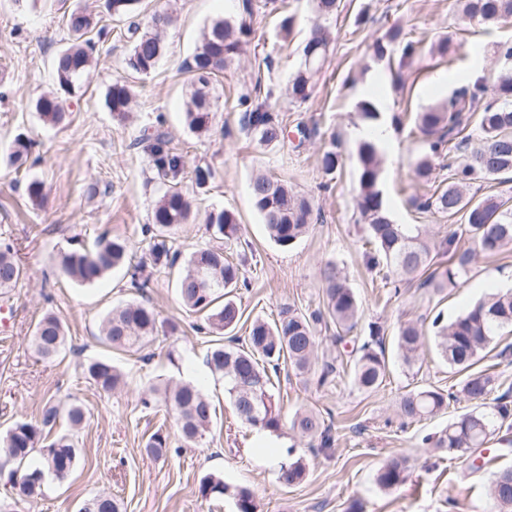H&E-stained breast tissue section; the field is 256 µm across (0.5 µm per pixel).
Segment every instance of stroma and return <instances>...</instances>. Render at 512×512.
<instances>
[{
    "label": "stroma",
    "instance_id": "35a3bbf8",
    "mask_svg": "<svg viewBox=\"0 0 512 512\" xmlns=\"http://www.w3.org/2000/svg\"><path fill=\"white\" fill-rule=\"evenodd\" d=\"M85 0H0V239L14 242L24 278L10 292L15 310L10 334L0 339V434L15 421H37L46 404L78 402L88 412L75 435L77 464L65 481L48 480L42 496L17 504V512H78L81 503L109 491L124 504L123 512H235L231 498L205 500L198 494L202 477L250 488L262 512H492L487 486L493 473L512 468V430L499 432L470 456L428 453L424 435L473 408L472 402L450 403L444 414L404 424L397 402L408 385L438 386L454 391L460 374L438 354L431 320L437 312L455 317L467 306L497 290L512 289V247L479 255L464 287L435 293L413 284L393 295L364 263L360 239L364 222L357 210L358 132L366 128L357 105L372 100L394 142L384 146L382 188L392 219L443 234L448 220L417 211L412 198L433 194L449 176L436 168L431 182L415 180L413 165L422 145L413 133L418 112L443 102L472 69L489 74L500 63L493 49L512 44V20L493 25L466 24L456 0H341L327 20L331 47L314 77L311 98L289 102L288 82L302 67L303 48L318 16L313 0H254L251 35L243 53L213 84L215 110L211 133L197 137L184 117L189 76L182 69L191 58L205 25L224 17L239 19V0H141L137 20L147 24L157 9L174 18L165 33L166 52L146 75L126 65L131 42L127 24L112 18L105 0H92L105 32L95 41L96 67L88 83L67 100V119L44 123L37 99L55 87L53 61L69 43L68 14ZM294 18L289 36L279 32L282 16ZM401 25L418 43L406 65L376 58L373 44L392 25ZM458 45L453 58L433 55L442 37ZM117 80L136 95L127 119L113 117L105 96ZM273 90L269 104L287 128L285 140L262 147L241 130V95ZM166 133L185 159L179 180L192 199L195 221L182 225L176 243L189 254L209 241L204 217L215 208L234 212L241 230L234 247L242 258L248 284L236 288L242 318L235 333L244 337L258 318L272 320L281 305L310 313L322 306L321 268L336 262L361 302V317L351 339L362 342L370 325L381 326L393 340L401 322L422 328L423 366L417 378L406 377L392 362L384 386L368 394L344 373L324 386L306 385L290 369L280 371L276 390L284 417L309 406L326 414L335 443L332 450L309 447L291 430L270 435L236 421L223 380L204 362L209 336L197 332L201 315L179 302L176 273L154 275L144 302L157 312L161 327L148 356L114 351L97 336L112 307L136 300L123 271L93 285L60 275L55 257L72 239L92 243L103 233L126 238L137 255H147L142 229L150 223L155 202L164 191L151 165L152 129ZM34 141L26 166L8 160L18 135ZM337 145L340 163L326 172L321 159ZM210 167L212 177L196 188L190 172ZM285 180L314 205L306 235L282 248L270 240L255 209L249 183L257 172ZM45 184V198L33 204L25 193L30 180ZM98 186L90 194V186ZM47 312L60 317L67 330L66 348L53 360L40 358L32 346L33 329ZM179 325L169 333L167 322ZM109 358L125 373L124 388L105 394L85 378L82 365ZM160 381H191L211 397L216 417L198 447L181 446L175 420L165 408L148 411L140 401ZM167 433L172 450L157 458L145 444L156 431ZM305 458L308 475L288 485L278 478L275 459L286 448ZM407 457L411 477L399 489L385 491L375 482L377 470L392 456Z\"/></svg>",
    "mask_w": 512,
    "mask_h": 512
}]
</instances>
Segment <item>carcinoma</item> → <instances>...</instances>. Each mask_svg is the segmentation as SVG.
Listing matches in <instances>:
<instances>
[{"instance_id": "carcinoma-1", "label": "carcinoma", "mask_w": 512, "mask_h": 512, "mask_svg": "<svg viewBox=\"0 0 512 512\" xmlns=\"http://www.w3.org/2000/svg\"><path fill=\"white\" fill-rule=\"evenodd\" d=\"M138 0H106L108 13L119 20L129 21L127 33L132 46L127 66L139 74L150 73L165 53L164 33L172 24L169 12L156 23L150 19L144 27L132 21ZM462 17L472 23H496L512 18V0H460ZM93 10L83 7L73 10L67 25L72 44L55 57V81L62 92L72 95L90 78L93 66V46L87 35L98 25ZM250 36L246 20L239 22L216 19L204 27L191 60L185 69L191 74L186 101L185 120L189 129L199 135L210 130L214 99L211 85L239 54ZM331 39L328 30L316 27L306 43L303 67L291 78L288 98L303 103L311 96L313 77L324 61ZM400 52L402 67L416 53L417 41L400 26L392 27L384 41L373 45L375 56L383 58L388 49ZM487 79L480 77L454 91L447 102L433 104L418 113L416 128L423 143L413 169L414 178L429 182L434 174V160L451 152L462 159L448 177V185L412 205L422 212L443 217L461 216L462 233L474 240L481 251L493 255L512 245V206L495 195L479 197L481 183L487 179L512 182V71L498 74L494 96L485 100ZM132 88L121 81L112 83L106 93L110 112L124 117L131 109ZM241 128L259 145L269 146L285 139V129L278 115L269 106L252 102L243 95L238 100ZM36 110L43 120L58 125L65 121V99L59 93L41 96ZM477 134H464L470 127ZM150 147L152 168L159 180L166 183L163 194L152 211V223L146 225L150 235L149 255L154 271L173 268L180 255L175 248L179 227L194 218L193 204L174 180L184 168V157L168 146L166 134L160 130L152 135ZM31 140L14 142L10 162L22 166L27 162ZM359 180L357 208L365 221L364 259L367 269L380 277L384 285L399 292L403 285L425 278V282L440 292L456 285L469 274L476 254L463 246L453 231L437 238L426 237L421 227L396 224L385 204L382 189V151L374 139L358 146ZM253 204L262 216L269 237L279 246H292L309 230L313 218L310 199L296 192L284 181L266 174L255 175L249 185ZM207 231L215 244L192 251L185 260L177 280L182 305L189 311L207 313V325L220 336L234 330L242 313L232 298L231 289L247 285L242 280L239 265L226 253L239 239L240 224L236 215L226 209L213 210L206 216ZM60 271L82 285H93L117 268L126 269L129 285L143 293L151 284V274L145 265L134 261L130 243L121 237L100 235L91 246L74 241L57 256ZM24 271L14 246L0 241V291L5 292L22 280ZM323 308L310 314L292 305L280 307L277 318L268 322L254 320L243 343L231 338L218 339L206 353L210 370L224 378L233 413L238 421L260 431L280 434L283 417L279 399L274 393L272 376L281 367H289L306 383L321 387L329 378L345 371L344 363L336 358L318 361V326L334 324L338 340L353 332L358 323L360 301L353 288L341 275L336 263L328 262L320 271ZM432 326L440 356L463 375L457 392L441 388L417 387L403 393L398 402L400 413L408 422L435 417L448 408L451 400L464 397L480 405L459 415L448 426L422 439L429 451L448 452L463 456L481 447L496 430L512 428V387L505 388L493 367L477 370L482 354L497 344L501 329L512 327V290L491 293L476 301L452 321L437 314ZM158 317L154 309L141 302H130L107 313L100 327V340L110 348L141 350L156 337ZM424 336L416 324L403 323L394 337L397 359L407 370L420 369V349ZM38 355L45 359L59 356L65 349L66 330L62 321L47 313L38 321L33 336ZM384 334L378 325L370 327L369 336L355 351L350 361L354 385L361 391L379 390L389 374ZM85 377L97 389L111 393L126 384L121 370L108 358L91 360L82 365ZM152 396L141 399L145 410L158 402L174 413L179 438L186 448H192L209 432L215 408L210 398L190 382H164L151 389ZM69 431L56 433L60 406L49 404L36 422H16L0 441V475L20 499L42 495L45 479L59 482L67 479L76 465L77 448L74 433L87 420L84 407L76 402L65 408ZM290 426L301 437L317 443L321 449L333 446L331 426L323 415L314 410L298 411ZM145 448L154 457L166 455L169 437L153 434ZM41 455L40 465L24 468L34 452ZM280 462L279 479L287 484L302 482L307 475L303 459L293 457ZM408 480L407 460L396 457L376 473L375 481L384 490L397 489ZM198 492L204 499L229 496L235 512H260L253 492L243 486H230L216 475H206ZM489 495L493 512H512V469L497 473L490 481ZM79 512H122L121 502L110 495H97L84 501Z\"/></svg>"}]
</instances>
